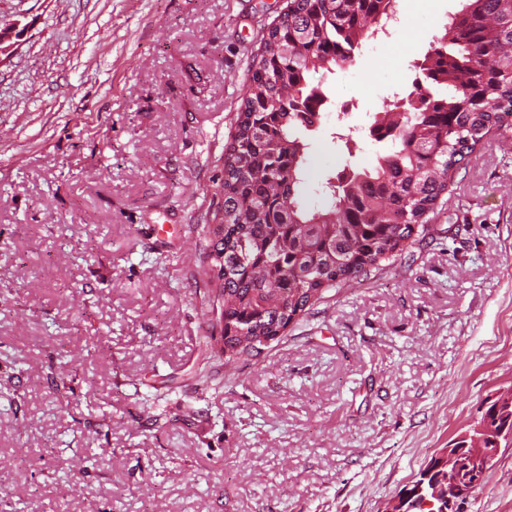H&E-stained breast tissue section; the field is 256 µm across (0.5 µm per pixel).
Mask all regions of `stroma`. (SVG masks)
Listing matches in <instances>:
<instances>
[{
  "instance_id": "35a3bbf8",
  "label": "stroma",
  "mask_w": 512,
  "mask_h": 512,
  "mask_svg": "<svg viewBox=\"0 0 512 512\" xmlns=\"http://www.w3.org/2000/svg\"><path fill=\"white\" fill-rule=\"evenodd\" d=\"M286 2L0 0L25 29L0 59V512H385L512 388V129L484 137L401 256L256 359H205L207 218ZM397 4L407 28L324 82L356 118L311 133L322 175L375 163L365 115L408 96L460 6ZM150 385L171 390L155 422ZM463 512H512V446Z\"/></svg>"
}]
</instances>
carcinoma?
<instances>
[{
    "label": "carcinoma",
    "instance_id": "carcinoma-1",
    "mask_svg": "<svg viewBox=\"0 0 512 512\" xmlns=\"http://www.w3.org/2000/svg\"><path fill=\"white\" fill-rule=\"evenodd\" d=\"M395 10L396 0H288L252 58L204 267L213 285L204 312L217 306L224 317V334L209 346L226 366L259 357L254 338L284 335L327 290L396 256L478 143L512 127V0H462L418 65L436 91L385 103L373 131L385 151L375 164L327 181L329 206L303 205L322 78L352 62ZM511 402L486 410L485 447L512 438ZM453 450L461 478L477 488L465 441ZM447 491L448 459L438 453L401 497L403 510L444 512Z\"/></svg>",
    "mask_w": 512,
    "mask_h": 512
}]
</instances>
